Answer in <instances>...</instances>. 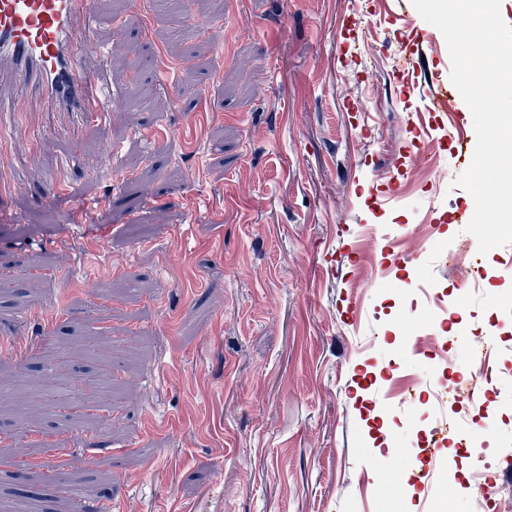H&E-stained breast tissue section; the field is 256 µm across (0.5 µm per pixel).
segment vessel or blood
<instances>
[{
    "instance_id": "1",
    "label": "vessel or blood",
    "mask_w": 512,
    "mask_h": 512,
    "mask_svg": "<svg viewBox=\"0 0 512 512\" xmlns=\"http://www.w3.org/2000/svg\"><path fill=\"white\" fill-rule=\"evenodd\" d=\"M96 0H0V63L16 88L0 92V209L23 184L12 161L9 138L31 135L60 116H92L105 126L112 115V79L102 68H83L88 22ZM44 199L62 194L68 174L85 169L80 152L57 158Z\"/></svg>"
}]
</instances>
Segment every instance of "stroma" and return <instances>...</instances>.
<instances>
[{
	"label": "stroma",
	"instance_id": "obj_1",
	"mask_svg": "<svg viewBox=\"0 0 512 512\" xmlns=\"http://www.w3.org/2000/svg\"><path fill=\"white\" fill-rule=\"evenodd\" d=\"M222 3L216 16L196 0L165 14L100 0L90 36L115 89L110 123L15 141L25 183L0 214V268L32 288L21 305L0 297V332L35 346L0 357L1 441L50 494L53 472L95 460L92 512L107 499L123 512H477L458 473L476 448L489 512H512V277L499 276L512 251L482 256L479 297L455 303L448 250L475 204L454 181L476 134L463 100L425 109L452 85L442 33L412 0ZM187 10L201 25L168 47ZM122 57L153 95L144 110L129 109ZM106 140L121 147L110 168L41 200L55 158L76 148L96 163ZM66 209L78 223H61ZM43 303L49 325L20 320ZM63 354L79 377L39 375ZM475 370L483 411L439 404L441 384ZM108 372L117 411L50 412ZM420 372L414 398L399 396ZM24 397L19 432L9 410ZM445 419L464 435L440 446L448 481L404 500L387 474Z\"/></svg>",
	"mask_w": 512,
	"mask_h": 512
}]
</instances>
